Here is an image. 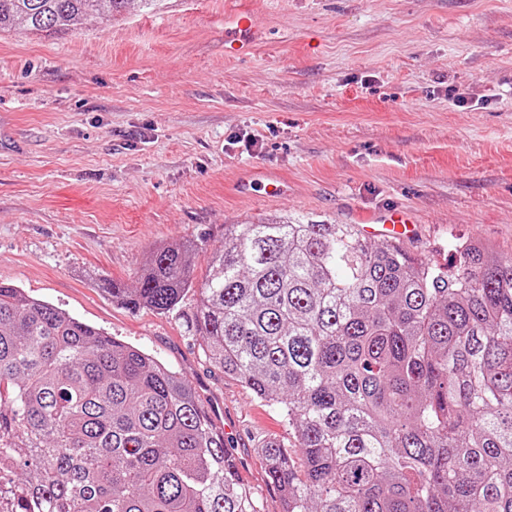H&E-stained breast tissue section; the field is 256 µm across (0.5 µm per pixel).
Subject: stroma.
Instances as JSON below:
<instances>
[{
  "instance_id": "obj_1",
  "label": "stroma",
  "mask_w": 512,
  "mask_h": 512,
  "mask_svg": "<svg viewBox=\"0 0 512 512\" xmlns=\"http://www.w3.org/2000/svg\"><path fill=\"white\" fill-rule=\"evenodd\" d=\"M264 39L224 53L225 17ZM482 99L455 105L454 93ZM278 174L266 198L257 180ZM395 207L410 254L449 264L476 239L512 257V0H166L61 37L0 34V281L179 372L261 512H283L260 443H293L281 407L205 359L195 295L123 307L153 249L264 217L370 224Z\"/></svg>"
}]
</instances>
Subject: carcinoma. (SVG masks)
I'll use <instances>...</instances> for the list:
<instances>
[{
    "label": "carcinoma",
    "mask_w": 512,
    "mask_h": 512,
    "mask_svg": "<svg viewBox=\"0 0 512 512\" xmlns=\"http://www.w3.org/2000/svg\"><path fill=\"white\" fill-rule=\"evenodd\" d=\"M163 0H0V33L65 35ZM150 253L130 309L176 310L206 360L283 405L302 458L260 453L284 512H512V258L453 273L356 224H227ZM0 478L15 512H259L224 432L143 350L0 281Z\"/></svg>",
    "instance_id": "obj_1"
}]
</instances>
